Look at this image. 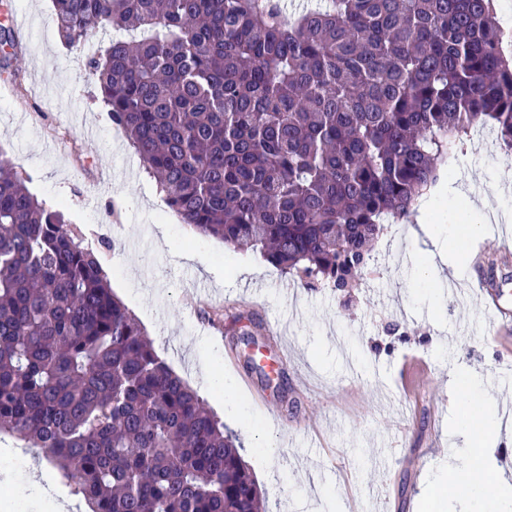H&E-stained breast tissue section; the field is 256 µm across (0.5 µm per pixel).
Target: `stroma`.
<instances>
[{"label":"stroma","mask_w":512,"mask_h":512,"mask_svg":"<svg viewBox=\"0 0 512 512\" xmlns=\"http://www.w3.org/2000/svg\"><path fill=\"white\" fill-rule=\"evenodd\" d=\"M24 32L0 70V152L38 199L64 211L99 257L112 291L139 320L157 352L197 389L226 430L270 512H430L428 475L455 427L453 370L472 369L498 401L512 395V328L493 329L476 293L449 294L421 278L423 240L388 225L351 298L307 288L251 251L200 236L167 206L125 134L92 94L87 60L110 38L80 48L62 42L52 0H7L0 28ZM93 128L97 145L85 143ZM441 184L499 185L512 198V159L496 134L475 129L445 163ZM486 234L466 252L464 281L483 280L512 225V208L486 210ZM248 312L262 346L288 348L284 400L263 405L266 387L247 368L250 350L204 309ZM223 375L222 388L205 371ZM271 445L259 466L256 442ZM0 496L30 512L35 492L70 495L57 470L21 441L0 435Z\"/></svg>","instance_id":"1"}]
</instances>
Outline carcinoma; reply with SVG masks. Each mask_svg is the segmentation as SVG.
I'll return each mask as SVG.
<instances>
[{
    "instance_id": "cac0c4a2",
    "label": "carcinoma",
    "mask_w": 512,
    "mask_h": 512,
    "mask_svg": "<svg viewBox=\"0 0 512 512\" xmlns=\"http://www.w3.org/2000/svg\"><path fill=\"white\" fill-rule=\"evenodd\" d=\"M170 209L304 286L355 287L389 222L490 126L512 155L496 0H52ZM90 512H267L236 438L0 152V434Z\"/></svg>"
}]
</instances>
